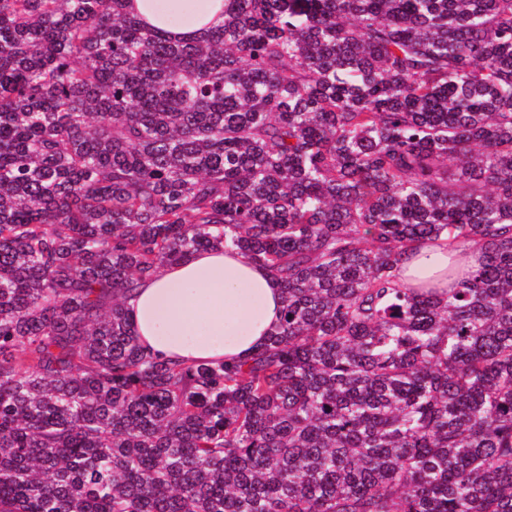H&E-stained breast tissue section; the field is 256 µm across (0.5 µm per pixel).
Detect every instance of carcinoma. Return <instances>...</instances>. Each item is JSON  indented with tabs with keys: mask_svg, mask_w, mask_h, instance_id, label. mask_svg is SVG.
I'll return each mask as SVG.
<instances>
[{
	"mask_svg": "<svg viewBox=\"0 0 512 512\" xmlns=\"http://www.w3.org/2000/svg\"><path fill=\"white\" fill-rule=\"evenodd\" d=\"M214 248L279 324L152 357L126 300ZM0 512H512V0H0ZM165 2L168 0H128L126 9L142 19L159 34L172 39L190 40L201 32L224 24V0H199L193 15L183 23L169 20ZM483 245L479 240H468L448 249L443 239L425 240L417 243L412 251L402 255L397 268V281L402 286L416 287L429 284L448 293V288H458L459 281L448 280V260H460L466 270L478 267Z\"/></svg>",
	"mask_w": 512,
	"mask_h": 512,
	"instance_id": "1",
	"label": "carcinoma"
}]
</instances>
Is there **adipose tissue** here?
Returning <instances> with one entry per match:
<instances>
[{
    "label": "adipose tissue",
    "mask_w": 512,
    "mask_h": 512,
    "mask_svg": "<svg viewBox=\"0 0 512 512\" xmlns=\"http://www.w3.org/2000/svg\"><path fill=\"white\" fill-rule=\"evenodd\" d=\"M126 9L159 34L190 40L224 23V0H199L182 23L169 20L165 0H127ZM481 241L448 246L425 240L402 256L401 285L451 288L448 261L478 267ZM139 342L163 360L212 363L243 360L266 340L280 321L282 285L266 267L235 250L206 249L142 281L127 302Z\"/></svg>",
    "instance_id": "ef3b65f1"
}]
</instances>
